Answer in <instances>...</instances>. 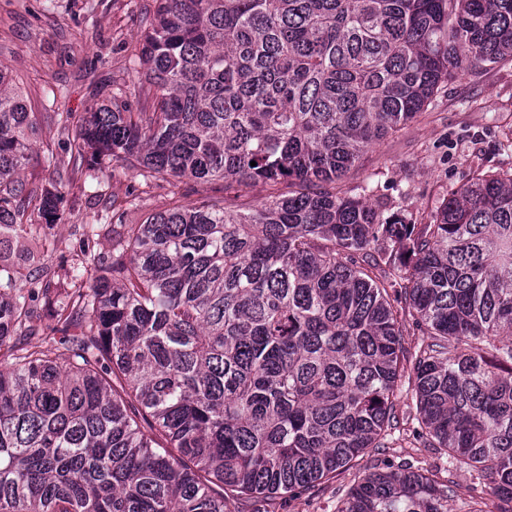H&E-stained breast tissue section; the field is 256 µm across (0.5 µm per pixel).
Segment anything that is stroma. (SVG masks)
<instances>
[{
	"mask_svg": "<svg viewBox=\"0 0 512 512\" xmlns=\"http://www.w3.org/2000/svg\"><path fill=\"white\" fill-rule=\"evenodd\" d=\"M153 7L154 0H0V63L24 92L40 133L18 179L37 191L59 183L64 195L57 222L44 227L51 249L34 253V243L26 236L12 240L0 253L9 263L30 270L47 265L57 290L72 285L74 256L88 225L98 226L94 255H111L112 227L98 217L106 199L124 198L137 178L118 172L101 186H88L72 178L69 167L44 165L42 158L61 140L58 113L81 112L92 102L111 98L113 83L125 87L134 109L153 103L148 84L125 68V48L139 42L141 17ZM511 130L512 63L465 74L443 88L421 117L375 145L349 173L346 185L352 188L373 178L389 207L427 214L475 170L511 167L512 157L496 149L502 133ZM444 460L443 449L423 447L406 431L389 447L365 450L351 468L295 495H251L236 507L238 512H336L337 501L359 475L406 462L453 481L451 512H465L472 500L491 497V489L475 486L468 473L446 471Z\"/></svg>",
	"mask_w": 512,
	"mask_h": 512,
	"instance_id": "1",
	"label": "stroma"
}]
</instances>
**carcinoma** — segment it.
I'll use <instances>...</instances> for the list:
<instances>
[{
  "mask_svg": "<svg viewBox=\"0 0 512 512\" xmlns=\"http://www.w3.org/2000/svg\"><path fill=\"white\" fill-rule=\"evenodd\" d=\"M506 60L512 0H155L129 55L153 111L115 85L58 113L64 151L76 172L224 195L139 224L137 196L112 200L111 261L64 293L45 266L0 263V512H231L384 447L402 393L417 437L492 485L469 512H512V167L475 171L426 218L342 187L448 82ZM36 134L0 65V245L58 219L57 186L16 178ZM453 497L400 465L336 512ZM180 190L188 194L186 202H196L206 197L223 194L222 186L219 183L193 182L180 183Z\"/></svg>",
  "mask_w": 512,
  "mask_h": 512,
  "instance_id": "carcinoma-1",
  "label": "carcinoma"
}]
</instances>
